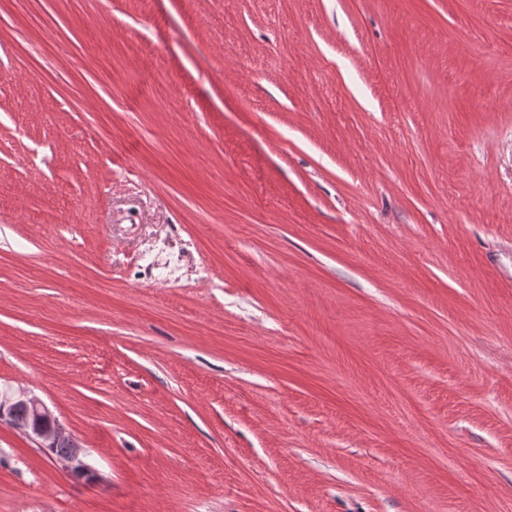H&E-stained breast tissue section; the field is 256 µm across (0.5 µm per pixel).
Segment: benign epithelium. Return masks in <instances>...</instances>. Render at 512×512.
I'll return each instance as SVG.
<instances>
[{
  "label": "benign epithelium",
  "instance_id": "obj_1",
  "mask_svg": "<svg viewBox=\"0 0 512 512\" xmlns=\"http://www.w3.org/2000/svg\"><path fill=\"white\" fill-rule=\"evenodd\" d=\"M0 420L23 432L38 447L49 449L62 444L78 449L77 439L54 420L46 404L26 389L0 393ZM64 467L77 475H88L99 480L101 476L90 465L84 453L78 451L61 458Z\"/></svg>",
  "mask_w": 512,
  "mask_h": 512
}]
</instances>
